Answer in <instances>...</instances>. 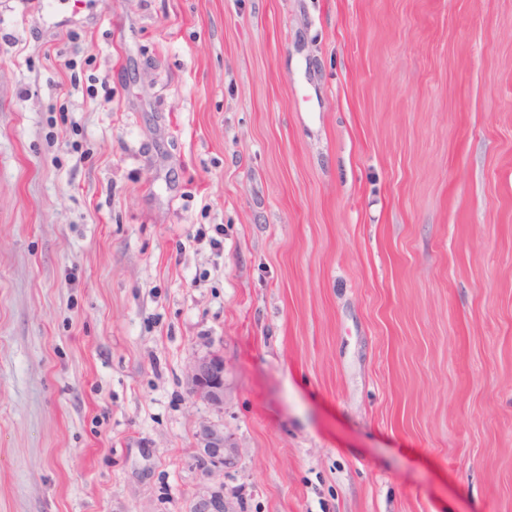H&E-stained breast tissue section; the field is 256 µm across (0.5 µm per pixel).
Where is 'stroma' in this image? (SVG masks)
Returning a JSON list of instances; mask_svg holds the SVG:
<instances>
[{
	"mask_svg": "<svg viewBox=\"0 0 512 512\" xmlns=\"http://www.w3.org/2000/svg\"><path fill=\"white\" fill-rule=\"evenodd\" d=\"M204 423L237 512H512V0H0V512ZM226 368L219 352H209L192 360L187 369L193 396L211 406L223 408L226 400ZM196 458L206 467L211 476L224 474V471L237 464L233 438L224 434L223 429L211 425L201 427L197 438Z\"/></svg>",
	"mask_w": 512,
	"mask_h": 512,
	"instance_id": "stroma-1",
	"label": "stroma"
}]
</instances>
